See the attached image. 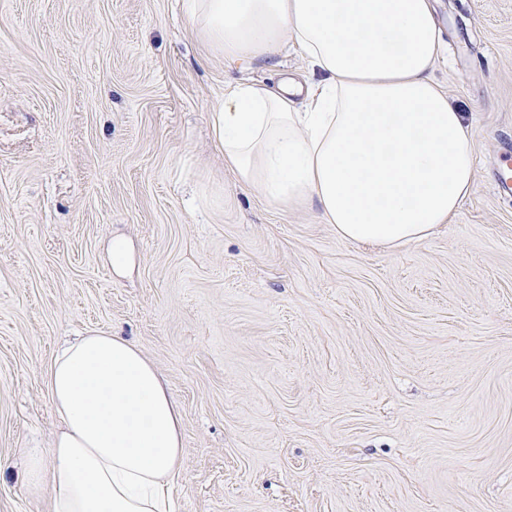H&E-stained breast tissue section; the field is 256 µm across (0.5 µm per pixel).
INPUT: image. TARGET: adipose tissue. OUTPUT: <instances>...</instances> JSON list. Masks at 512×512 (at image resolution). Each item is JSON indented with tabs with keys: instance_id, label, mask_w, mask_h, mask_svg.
<instances>
[{
	"instance_id": "ef3b65f1",
	"label": "adipose tissue",
	"mask_w": 512,
	"mask_h": 512,
	"mask_svg": "<svg viewBox=\"0 0 512 512\" xmlns=\"http://www.w3.org/2000/svg\"><path fill=\"white\" fill-rule=\"evenodd\" d=\"M225 61L295 49L306 82H245L212 112L238 184L282 208L315 205L350 242L395 250L431 237L475 178L473 126L434 80L446 44L433 0H184ZM43 383L62 428L23 478L50 512H170L182 461L177 407L129 341L60 348Z\"/></svg>"
}]
</instances>
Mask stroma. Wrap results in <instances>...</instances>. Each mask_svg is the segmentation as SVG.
<instances>
[{"label": "stroma", "mask_w": 512, "mask_h": 512, "mask_svg": "<svg viewBox=\"0 0 512 512\" xmlns=\"http://www.w3.org/2000/svg\"><path fill=\"white\" fill-rule=\"evenodd\" d=\"M435 6L474 188L387 251L224 165L213 107L304 80L298 53L225 62L179 0H0V512H49L18 468L60 426L44 370L88 331L178 406L173 512H512V0Z\"/></svg>", "instance_id": "1"}]
</instances>
